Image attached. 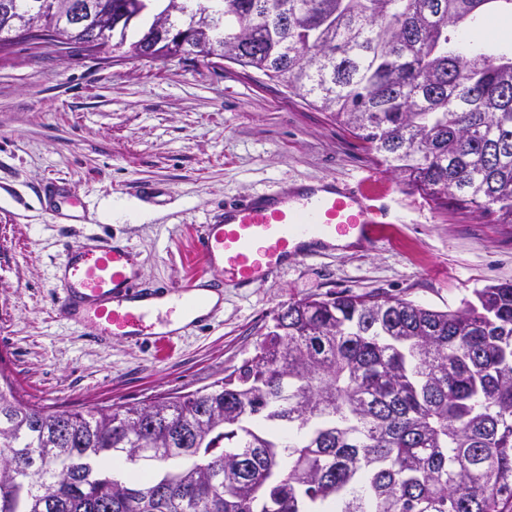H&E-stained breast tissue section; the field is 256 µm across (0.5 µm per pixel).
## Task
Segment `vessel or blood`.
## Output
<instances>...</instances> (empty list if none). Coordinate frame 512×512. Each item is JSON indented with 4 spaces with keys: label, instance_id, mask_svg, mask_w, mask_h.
Returning <instances> with one entry per match:
<instances>
[{
    "label": "vessel or blood",
    "instance_id": "obj_1",
    "mask_svg": "<svg viewBox=\"0 0 512 512\" xmlns=\"http://www.w3.org/2000/svg\"><path fill=\"white\" fill-rule=\"evenodd\" d=\"M372 184L369 177L353 187L323 178L225 203L223 217L193 234L190 255L199 269L178 284L140 287L134 251L123 244L97 241L68 250L54 305L90 335L167 356L179 338L173 315L186 313L202 292H220L226 280L242 288L265 282L345 237L383 241L387 214Z\"/></svg>",
    "mask_w": 512,
    "mask_h": 512
}]
</instances>
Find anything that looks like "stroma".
I'll return each mask as SVG.
<instances>
[{
    "instance_id": "obj_1",
    "label": "stroma",
    "mask_w": 512,
    "mask_h": 512,
    "mask_svg": "<svg viewBox=\"0 0 512 512\" xmlns=\"http://www.w3.org/2000/svg\"><path fill=\"white\" fill-rule=\"evenodd\" d=\"M373 175L393 214L377 248L332 251L250 288L175 352L100 340L53 312L69 248L109 237L140 279L183 282L191 235L227 200ZM61 192H46L47 182ZM512 280V224L437 206L309 96L200 55L103 59L19 41L0 52V374L54 410L137 404L210 385L252 357L281 307L347 291L454 310Z\"/></svg>"
}]
</instances>
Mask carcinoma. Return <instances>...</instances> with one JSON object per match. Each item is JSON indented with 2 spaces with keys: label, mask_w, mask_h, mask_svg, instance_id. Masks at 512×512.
<instances>
[{
  "label": "carcinoma",
  "mask_w": 512,
  "mask_h": 512,
  "mask_svg": "<svg viewBox=\"0 0 512 512\" xmlns=\"http://www.w3.org/2000/svg\"><path fill=\"white\" fill-rule=\"evenodd\" d=\"M512 0H224V52L409 186L512 224ZM288 304L210 386L53 411L0 386V512H512V280ZM116 453L153 469L117 476Z\"/></svg>",
  "instance_id": "obj_1"
}]
</instances>
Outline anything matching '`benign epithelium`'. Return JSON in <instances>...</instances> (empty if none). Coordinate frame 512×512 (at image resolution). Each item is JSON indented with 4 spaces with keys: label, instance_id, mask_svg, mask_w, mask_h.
Here are the masks:
<instances>
[{
    "label": "benign epithelium",
    "instance_id": "benign-epithelium-1",
    "mask_svg": "<svg viewBox=\"0 0 512 512\" xmlns=\"http://www.w3.org/2000/svg\"><path fill=\"white\" fill-rule=\"evenodd\" d=\"M146 10L145 0H127L113 11V17L96 16L97 5L92 0H70L62 16L63 28L47 29L38 21L11 26L15 35L43 34L50 35V43L66 46L69 40L61 35L62 30L84 34L83 46L91 52L109 54L113 49L123 47L122 31L135 23ZM207 34L209 48L206 57L224 60V33L221 27V13L216 0H190V3H170L167 10L159 17L154 33L145 45L144 53L156 57L154 50L163 44L172 51L167 56H178L196 50L195 43L201 34Z\"/></svg>",
    "mask_w": 512,
    "mask_h": 512
}]
</instances>
